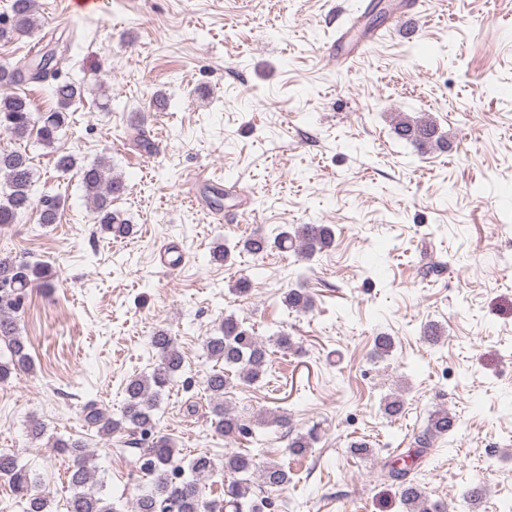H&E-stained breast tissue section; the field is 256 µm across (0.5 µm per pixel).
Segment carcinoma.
I'll use <instances>...</instances> for the list:
<instances>
[{"label":"carcinoma","mask_w":512,"mask_h":512,"mask_svg":"<svg viewBox=\"0 0 512 512\" xmlns=\"http://www.w3.org/2000/svg\"><path fill=\"white\" fill-rule=\"evenodd\" d=\"M35 9V0H13L11 14L5 20L0 19V39L33 30ZM53 61V51L39 50L33 57L11 66L0 64V72L9 74L8 80L0 79L1 88L50 78L54 80L52 93L57 102V108L50 112H35L19 94H0V136L7 140L0 144V226L17 223L20 216L35 206L40 208V222L53 224L62 206L57 195L44 193L34 197L31 158L10 146L35 133L42 145L50 147L68 125L69 109L81 99L83 87L74 80H57ZM395 131L421 153L429 152L440 143L435 126L426 120H400ZM55 166L63 173L79 171L86 203L101 231L115 238L130 234L132 225L112 208L113 197L125 190L122 177L112 175L104 163L80 166L72 154L57 155ZM334 241L335 231L327 224H294L272 238L249 235L232 248L219 245L212 251V259L228 262L234 250L257 258L273 248L311 258L332 247ZM53 280L54 272L47 264L31 263L12 255L0 257V341L5 346V351L0 352V382L9 380L14 373L32 369L17 316L28 288L35 284L50 288ZM284 300L289 308L297 311H307L313 306L312 296L302 288L288 290ZM150 344L156 352L157 364L150 373L126 381L120 417L112 418L93 404L84 408L85 423L98 434L130 436L121 449L130 473L152 478V488L136 500L135 512H264L268 504L265 493L277 492L290 481L288 470L282 464L248 453H224V499L216 502L205 498L202 486V481L217 469L214 458L203 452L186 462L172 438L155 434L157 402L182 370L184 358L175 337L165 330L157 331ZM205 349L207 356L216 363V368L206 377L205 386L214 402L217 433L226 437H250L260 425L289 426L285 412L268 411L251 419L235 414L224 405V395L229 389L239 383L257 384L266 374L267 346L251 327L233 315L226 316L218 335L205 341ZM456 426V419L448 409H436L430 414L427 425L414 436L408 457L427 456L435 441L453 433ZM317 439L314 429L295 433L288 443L290 453L306 455ZM54 447L67 450L72 456L68 480L74 494L68 501V512H121L94 489L93 458L83 442L60 439ZM2 476L8 479L12 495L23 512H48V502L38 491L36 476L19 464L15 455L0 452ZM383 476L397 484L403 512H449L448 504L433 501L424 493L408 469L389 464Z\"/></svg>","instance_id":"1"}]
</instances>
